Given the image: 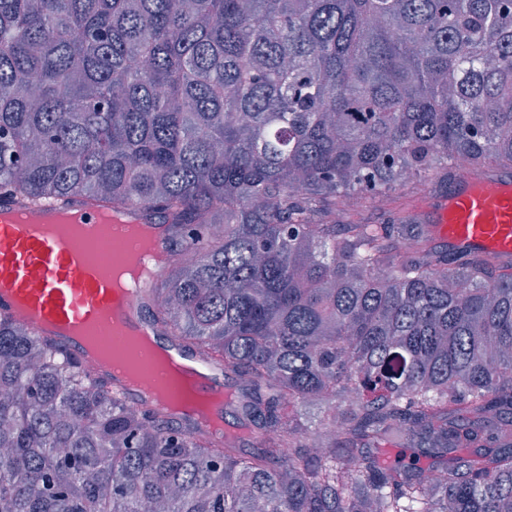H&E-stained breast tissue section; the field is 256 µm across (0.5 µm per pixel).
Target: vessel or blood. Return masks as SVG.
Instances as JSON below:
<instances>
[{
    "mask_svg": "<svg viewBox=\"0 0 512 512\" xmlns=\"http://www.w3.org/2000/svg\"><path fill=\"white\" fill-rule=\"evenodd\" d=\"M61 209L79 215L85 224L98 223L102 213L82 196L72 197L63 208L51 205L48 211ZM20 210L18 204L0 203V309L25 315L31 329L56 338L72 355L77 349L65 330L82 329L112 341L125 325L112 319V280L106 261L98 257L100 244L86 246L16 224L12 216ZM418 213L432 224L437 241L451 250L512 259V174L453 173L447 190L428 198ZM153 309L150 290L141 289L129 306V318L137 324L151 322ZM168 343L176 357L223 378L222 366L203 360L176 338Z\"/></svg>",
    "mask_w": 512,
    "mask_h": 512,
    "instance_id": "vessel-or-blood-1",
    "label": "vessel or blood"
}]
</instances>
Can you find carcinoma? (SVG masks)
<instances>
[{
	"mask_svg": "<svg viewBox=\"0 0 512 512\" xmlns=\"http://www.w3.org/2000/svg\"><path fill=\"white\" fill-rule=\"evenodd\" d=\"M461 158L512 168V0H0V198L159 214L240 431L0 312V512H512V263L410 214ZM154 399L159 407L167 409L169 412L182 414L201 420L209 421L212 424V430L218 433H224V421L217 415L214 405L223 401L224 393H216L206 398L194 397L191 399L176 398L169 385H159L154 391Z\"/></svg>",
	"mask_w": 512,
	"mask_h": 512,
	"instance_id": "cac0c4a2",
	"label": "carcinoma"
}]
</instances>
